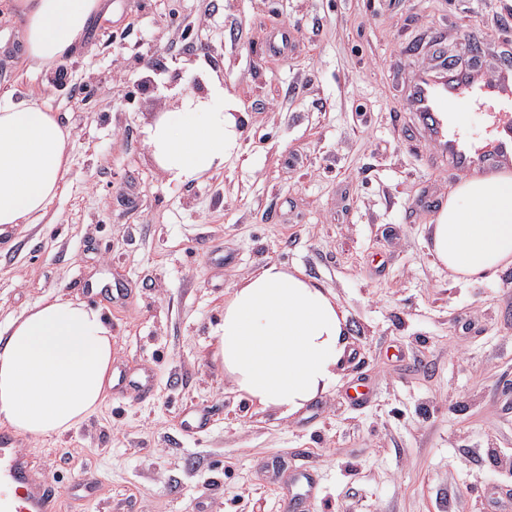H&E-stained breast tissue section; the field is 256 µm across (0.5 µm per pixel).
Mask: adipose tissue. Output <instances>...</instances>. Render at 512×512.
Listing matches in <instances>:
<instances>
[{"label": "adipose tissue", "instance_id": "ef3b65f1", "mask_svg": "<svg viewBox=\"0 0 512 512\" xmlns=\"http://www.w3.org/2000/svg\"><path fill=\"white\" fill-rule=\"evenodd\" d=\"M26 56L53 66L81 41L100 0H17ZM237 119L212 82L149 128L148 144L170 181L223 167L238 146ZM68 133L37 103L0 105V233L31 223L68 172ZM429 249L455 278L512 267V173L466 178L448 194ZM346 324L335 296L301 270L261 266L224 301L214 358L236 391L290 415L335 385ZM112 326L101 309L59 296L13 320L0 342V423L35 437L73 428L101 404L112 374Z\"/></svg>", "mask_w": 512, "mask_h": 512}]
</instances>
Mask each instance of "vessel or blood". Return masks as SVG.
Returning <instances> with one entry per match:
<instances>
[{"mask_svg": "<svg viewBox=\"0 0 512 512\" xmlns=\"http://www.w3.org/2000/svg\"><path fill=\"white\" fill-rule=\"evenodd\" d=\"M405 100L431 159L463 175L491 168L512 171V61L489 73L441 60L412 77ZM454 103L478 111L481 131L451 111ZM153 380L151 370L131 372L119 364L112 372V389L140 398ZM23 444L22 437L0 425V512H61L54 483Z\"/></svg>", "mask_w": 512, "mask_h": 512, "instance_id": "b4317fda", "label": "vessel or blood"}]
</instances>
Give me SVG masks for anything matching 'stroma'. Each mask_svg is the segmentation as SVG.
<instances>
[{"label": "stroma", "mask_w": 512, "mask_h": 512, "mask_svg": "<svg viewBox=\"0 0 512 512\" xmlns=\"http://www.w3.org/2000/svg\"><path fill=\"white\" fill-rule=\"evenodd\" d=\"M22 25L0 0V103L55 112L70 167L39 219L0 236V332L43 299L87 300L116 359L155 379L30 440L63 512H285L293 470L316 479L300 512H485L494 495L512 512V268L462 283L435 262L459 177L406 142L403 97L443 58L494 69L512 0H103L58 70L25 57ZM213 77L239 147L172 183L147 131ZM268 262L346 317L335 386L290 416L213 357L225 298ZM200 406L210 427L186 431Z\"/></svg>", "instance_id": "obj_1"}]
</instances>
